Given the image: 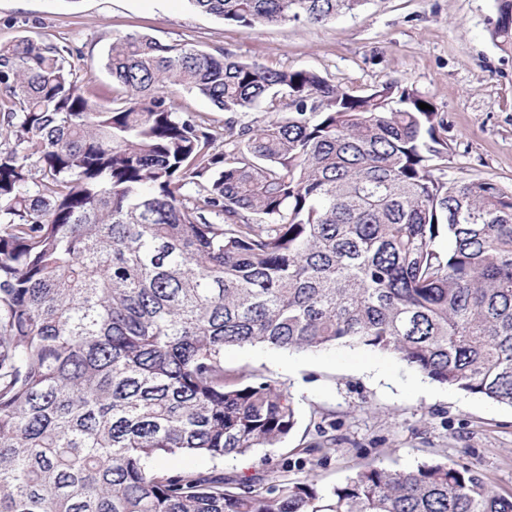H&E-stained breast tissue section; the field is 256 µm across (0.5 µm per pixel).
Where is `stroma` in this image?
I'll list each match as a JSON object with an SVG mask.
<instances>
[{
    "mask_svg": "<svg viewBox=\"0 0 512 512\" xmlns=\"http://www.w3.org/2000/svg\"><path fill=\"white\" fill-rule=\"evenodd\" d=\"M495 0H366L326 24L246 29L200 13L188 0H0V44L27 36L68 47L78 76L112 97L105 55L112 39L147 34L266 67L306 69L342 89L389 81L428 97L448 127V175L512 191V51L489 35ZM232 376L271 377L297 408L284 444L215 461L186 455L177 466L249 476L314 473L344 482L376 463L392 471L430 457L460 461L488 486L512 493V407L432 381L387 353L336 347L296 352L229 348Z\"/></svg>",
    "mask_w": 512,
    "mask_h": 512,
    "instance_id": "obj_1",
    "label": "stroma"
}]
</instances>
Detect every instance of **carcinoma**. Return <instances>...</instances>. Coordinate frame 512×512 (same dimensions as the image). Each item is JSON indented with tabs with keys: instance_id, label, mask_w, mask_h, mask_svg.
<instances>
[{
	"instance_id": "carcinoma-1",
	"label": "carcinoma",
	"mask_w": 512,
	"mask_h": 512,
	"mask_svg": "<svg viewBox=\"0 0 512 512\" xmlns=\"http://www.w3.org/2000/svg\"><path fill=\"white\" fill-rule=\"evenodd\" d=\"M189 2L252 28L365 0ZM491 35L512 50V0ZM68 57L0 45V512H512L455 461L333 486L154 466L294 428L278 381L226 377L229 347L367 348L512 406V192L448 178L431 101L127 34L104 104ZM169 97L180 112L200 113L211 122H215V125H220L224 119V112L218 110L207 98L201 95L175 90L169 94Z\"/></svg>"
}]
</instances>
